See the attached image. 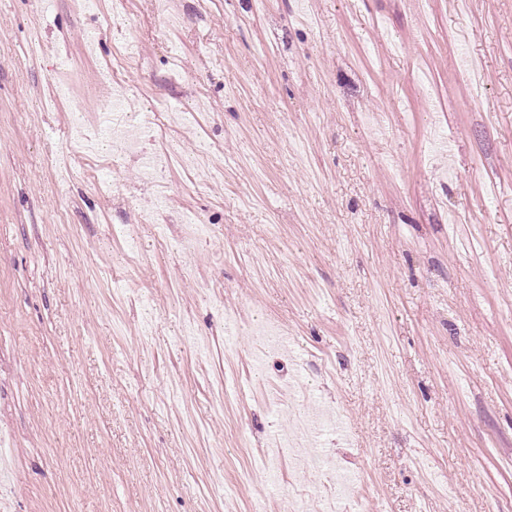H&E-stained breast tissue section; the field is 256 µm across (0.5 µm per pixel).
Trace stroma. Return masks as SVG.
Segmentation results:
<instances>
[{"mask_svg": "<svg viewBox=\"0 0 512 512\" xmlns=\"http://www.w3.org/2000/svg\"><path fill=\"white\" fill-rule=\"evenodd\" d=\"M329 470L512 512V0H0V512Z\"/></svg>", "mask_w": 512, "mask_h": 512, "instance_id": "35a3bbf8", "label": "stroma"}]
</instances>
